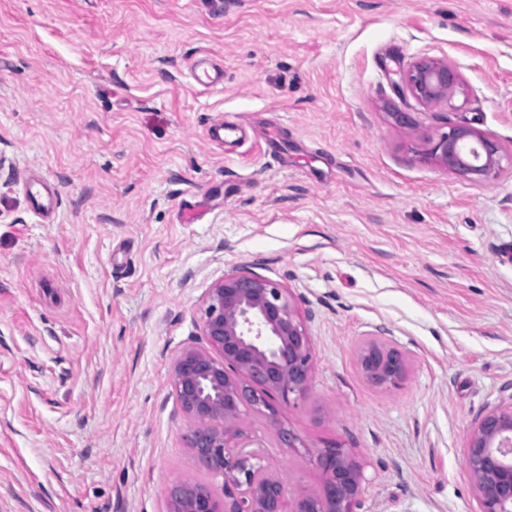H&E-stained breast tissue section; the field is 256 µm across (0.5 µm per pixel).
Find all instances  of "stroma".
<instances>
[{
    "mask_svg": "<svg viewBox=\"0 0 512 512\" xmlns=\"http://www.w3.org/2000/svg\"><path fill=\"white\" fill-rule=\"evenodd\" d=\"M205 52L208 90L188 73ZM425 55L456 65L463 108L399 97L389 69ZM222 116L241 140L207 139ZM453 123L512 148V0H0V512H168L182 479L223 494L171 363L232 269L290 289L313 343L306 398L244 422L289 496L318 490L310 453L335 441L362 512H481L464 456L512 404V170L430 159ZM369 341L406 355L399 388L363 376ZM195 82L207 89L223 83L224 67L214 57L200 58L191 66Z\"/></svg>",
    "mask_w": 512,
    "mask_h": 512,
    "instance_id": "stroma-1",
    "label": "stroma"
}]
</instances>
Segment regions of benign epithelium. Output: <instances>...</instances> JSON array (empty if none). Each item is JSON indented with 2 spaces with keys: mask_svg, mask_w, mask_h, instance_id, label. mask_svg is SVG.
I'll list each match as a JSON object with an SVG mask.
<instances>
[{
  "mask_svg": "<svg viewBox=\"0 0 512 512\" xmlns=\"http://www.w3.org/2000/svg\"><path fill=\"white\" fill-rule=\"evenodd\" d=\"M392 74L399 76L395 87H405L419 104L457 109L461 78L447 59L418 57ZM430 156L456 174L489 180L500 172L506 152L493 137L456 124L440 135ZM199 329L204 345L187 346L173 360V388L191 423L188 447L222 478L231 505L217 499L211 483L181 480L168 489L169 512H359L363 475L340 444L328 442L312 453L321 487L292 499L260 465L239 425L246 415H263L285 447H296L297 438L279 427L277 404L306 396L313 347L288 288L255 272L230 271L206 292ZM358 360L377 386L396 388L405 379L408 359L394 347L368 342ZM464 465L482 512H512V405L480 420L469 434Z\"/></svg>",
  "mask_w": 512,
  "mask_h": 512,
  "instance_id": "1",
  "label": "benign epithelium"
}]
</instances>
